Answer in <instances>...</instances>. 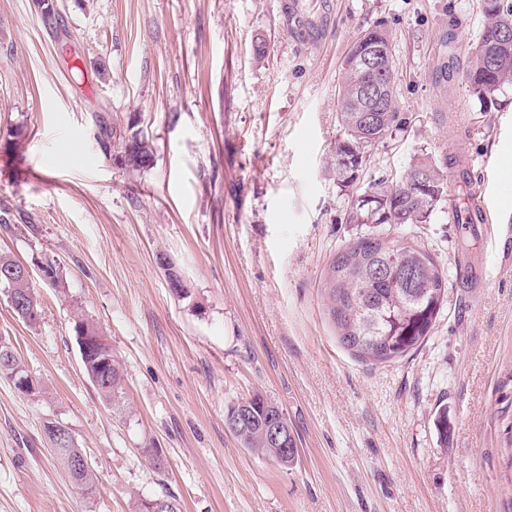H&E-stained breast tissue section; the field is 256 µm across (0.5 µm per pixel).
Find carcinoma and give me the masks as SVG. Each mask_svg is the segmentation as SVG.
Returning <instances> with one entry per match:
<instances>
[{
  "label": "carcinoma",
  "mask_w": 512,
  "mask_h": 512,
  "mask_svg": "<svg viewBox=\"0 0 512 512\" xmlns=\"http://www.w3.org/2000/svg\"><path fill=\"white\" fill-rule=\"evenodd\" d=\"M484 30L468 55L466 79L472 94L484 109L497 104L498 94L512 86V0H482ZM510 38L498 41L503 32ZM378 50L386 53L383 72L372 74L361 69L358 59ZM373 81L388 88L382 109L373 125L359 120L366 104L358 96L359 88ZM338 121L342 136L336 146L332 171L336 184L353 187L360 183L363 162L376 145L390 137L400 123L396 108L395 67L390 34L375 26L361 33L345 55L339 83ZM126 162L145 168L153 162V150L146 137L135 132L124 145ZM457 167L458 178L468 183L470 174L453 157L418 159L399 182L375 180L357 196L348 217L351 224H370L373 230L354 237L338 249L323 275L322 294L326 311L338 342L353 355L374 363L400 359L419 347L430 334L447 300L446 277L425 245L411 240L396 243L377 227L383 224H422L428 221L436 204L448 190V169ZM22 263L0 254V288L11 290L19 301L16 314L31 324L41 316L40 303L31 279L16 275ZM96 359L83 362V369L100 397L110 402L122 388V375L115 361L97 370ZM26 374L11 342L0 337V377L9 379ZM277 405L260 394L240 399L226 414L246 411L249 424L236 438L275 461L282 468L295 459L282 457L264 437V420ZM54 456L74 485L85 494L98 489L91 467L72 472V456L82 454L75 441L66 445L50 436L47 439Z\"/></svg>",
  "instance_id": "obj_1"
}]
</instances>
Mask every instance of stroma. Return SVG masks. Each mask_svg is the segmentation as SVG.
I'll return each instance as SVG.
<instances>
[{
  "label": "stroma",
  "instance_id": "1",
  "mask_svg": "<svg viewBox=\"0 0 512 512\" xmlns=\"http://www.w3.org/2000/svg\"><path fill=\"white\" fill-rule=\"evenodd\" d=\"M53 4L49 28L32 0H0V253L28 267L42 309L28 324L0 293V336L37 382L23 394L0 377V512H135L167 493L182 512H512V89L484 112L449 69L480 37L479 0ZM376 25L403 122L363 182L457 155L491 217L454 224L443 202L387 227L431 251L448 298L425 342L383 364L337 341L321 291L357 233L356 192L331 169L341 64ZM134 130L151 167L124 161ZM79 317L120 366L115 403L83 371ZM257 393L297 437L290 468L224 425ZM51 419L71 428L95 496L50 452Z\"/></svg>",
  "mask_w": 512,
  "mask_h": 512
}]
</instances>
